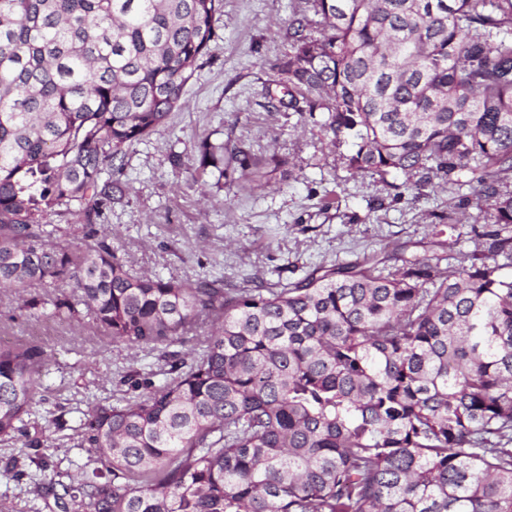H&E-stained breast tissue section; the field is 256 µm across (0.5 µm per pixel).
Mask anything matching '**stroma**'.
<instances>
[{"label": "stroma", "mask_w": 512, "mask_h": 512, "mask_svg": "<svg viewBox=\"0 0 512 512\" xmlns=\"http://www.w3.org/2000/svg\"><path fill=\"white\" fill-rule=\"evenodd\" d=\"M308 0H223L215 37L184 88L182 105L157 133L130 146L122 168L105 177L122 186L98 226L137 272L169 279L214 280L225 288H275L320 267L385 256L440 254L456 267L474 248L472 220L457 225L453 246L431 229L459 209L467 186L444 183L421 191L403 178L356 174L348 146L328 147L324 112L288 107L278 64L292 51L290 23L309 12ZM231 142L252 164L264 189L236 173L222 187L198 168L202 140ZM0 341L39 349L49 359L34 419L42 453L61 472L87 460L80 424L87 406L138 396L161 384L162 350L131 352L86 319L76 324L51 310L31 315L14 294L0 291ZM26 438L0 442V504L9 512H61L52 493L33 495L36 467L5 474Z\"/></svg>", "instance_id": "stroma-1"}]
</instances>
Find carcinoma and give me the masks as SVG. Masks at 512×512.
Instances as JSON below:
<instances>
[{"label": "carcinoma", "instance_id": "cac0c4a2", "mask_svg": "<svg viewBox=\"0 0 512 512\" xmlns=\"http://www.w3.org/2000/svg\"><path fill=\"white\" fill-rule=\"evenodd\" d=\"M278 65L347 165L413 187L464 176L468 264L411 256L280 288L136 274L95 228L103 178L177 109L223 0H0V290L135 351L210 323L152 390L85 413L77 512H512V0H309ZM319 29V35L313 29ZM215 184L243 151L207 140ZM72 216L61 236L45 217ZM46 360L0 344V441L31 423ZM46 471L39 452L13 457Z\"/></svg>", "mask_w": 512, "mask_h": 512}]
</instances>
